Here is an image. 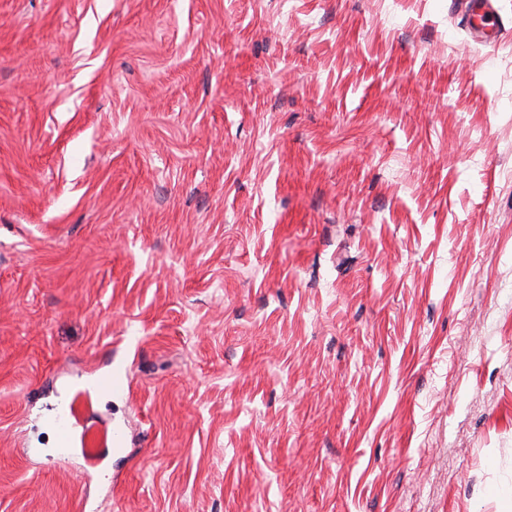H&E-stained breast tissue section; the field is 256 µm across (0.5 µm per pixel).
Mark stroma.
<instances>
[{"mask_svg":"<svg viewBox=\"0 0 512 512\" xmlns=\"http://www.w3.org/2000/svg\"><path fill=\"white\" fill-rule=\"evenodd\" d=\"M497 8L0 0V512H502ZM495 0H464L466 29L471 38L484 45H496L501 36L502 18Z\"/></svg>","mask_w":512,"mask_h":512,"instance_id":"stroma-1","label":"stroma"}]
</instances>
